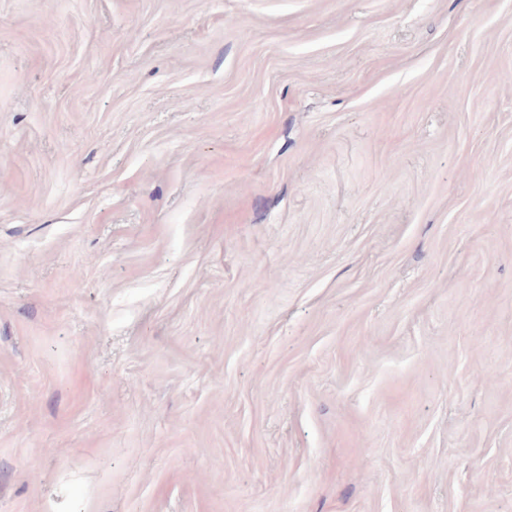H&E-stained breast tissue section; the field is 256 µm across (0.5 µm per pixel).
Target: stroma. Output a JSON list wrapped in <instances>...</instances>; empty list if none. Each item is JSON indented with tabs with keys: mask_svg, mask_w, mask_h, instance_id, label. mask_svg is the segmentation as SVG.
Returning a JSON list of instances; mask_svg holds the SVG:
<instances>
[{
	"mask_svg": "<svg viewBox=\"0 0 512 512\" xmlns=\"http://www.w3.org/2000/svg\"><path fill=\"white\" fill-rule=\"evenodd\" d=\"M0 512H512V0H0Z\"/></svg>",
	"mask_w": 512,
	"mask_h": 512,
	"instance_id": "1",
	"label": "stroma"
}]
</instances>
